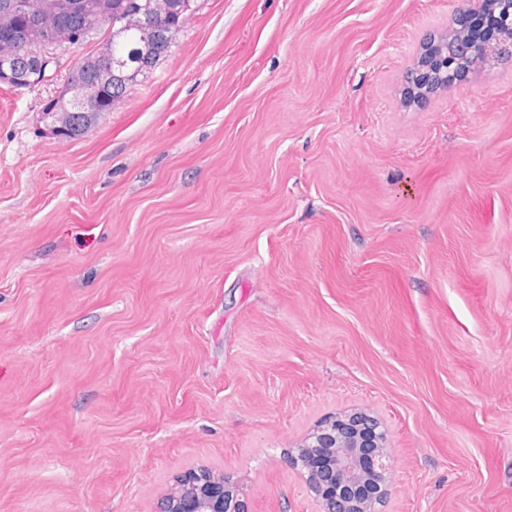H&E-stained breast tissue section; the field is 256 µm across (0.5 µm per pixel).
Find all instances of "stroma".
I'll use <instances>...</instances> for the list:
<instances>
[{"mask_svg": "<svg viewBox=\"0 0 512 512\" xmlns=\"http://www.w3.org/2000/svg\"><path fill=\"white\" fill-rule=\"evenodd\" d=\"M466 0H192L82 136L40 115L108 30L0 84V512H152L366 410L382 512H512V64L423 102ZM438 47L437 44H433L430 46V41L427 43L425 42L424 48L422 50V53L419 58L418 66L416 70L411 73V79L408 83L409 87L408 89L411 92H414V81H417L420 85L419 88H417L419 91H422L425 93L427 89H431L430 83L432 81V78L436 75L434 73V67L436 64H441V68L445 69L446 75L448 74V64L446 63L447 59V53L446 56H443L441 54H438L436 52V48ZM445 61V65L442 66V62Z\"/></svg>", "mask_w": 512, "mask_h": 512, "instance_id": "stroma-1", "label": "stroma"}]
</instances>
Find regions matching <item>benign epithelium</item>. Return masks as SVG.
Here are the masks:
<instances>
[{"instance_id":"7a95c632","label":"benign epithelium","mask_w":512,"mask_h":512,"mask_svg":"<svg viewBox=\"0 0 512 512\" xmlns=\"http://www.w3.org/2000/svg\"><path fill=\"white\" fill-rule=\"evenodd\" d=\"M425 43L409 90L430 88L436 64L446 57ZM288 462L304 478L319 512H381L391 493L394 459L381 423L365 411L328 420L288 452ZM155 512H249L238 486L222 472L184 474L157 501Z\"/></svg>"}]
</instances>
